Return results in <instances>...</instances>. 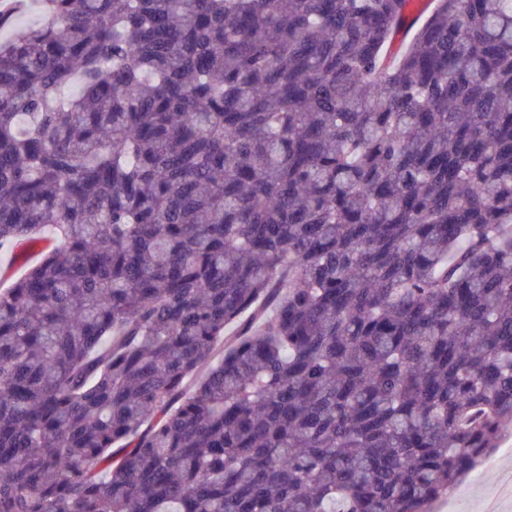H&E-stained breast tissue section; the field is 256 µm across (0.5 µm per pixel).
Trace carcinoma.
<instances>
[{
  "instance_id": "carcinoma-1",
  "label": "carcinoma",
  "mask_w": 512,
  "mask_h": 512,
  "mask_svg": "<svg viewBox=\"0 0 512 512\" xmlns=\"http://www.w3.org/2000/svg\"><path fill=\"white\" fill-rule=\"evenodd\" d=\"M430 2L0 0V512H429L498 447L512 0Z\"/></svg>"
}]
</instances>
